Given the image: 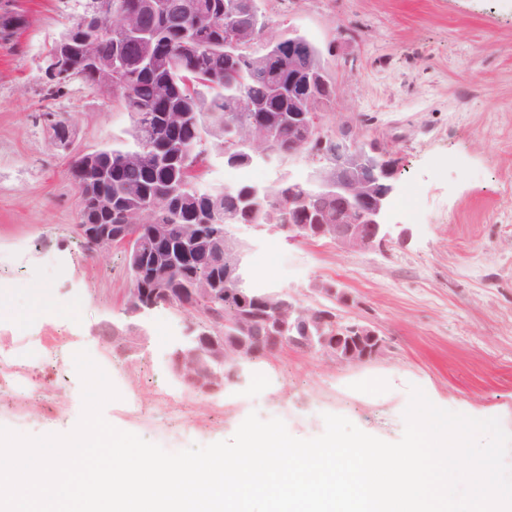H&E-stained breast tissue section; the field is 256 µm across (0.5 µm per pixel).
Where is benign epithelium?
<instances>
[{"instance_id":"1","label":"benign epithelium","mask_w":512,"mask_h":512,"mask_svg":"<svg viewBox=\"0 0 512 512\" xmlns=\"http://www.w3.org/2000/svg\"><path fill=\"white\" fill-rule=\"evenodd\" d=\"M72 2L74 20L90 28L77 47L64 35L54 42L44 58L46 80L58 86L71 83L76 79L74 55L80 53L90 65L89 85L108 97L121 96L131 104L139 142L149 147L159 125L157 114L137 103L135 83L122 56L102 53L99 44L104 39L121 47L142 44L157 37V32L132 24L123 0ZM137 13L179 26L185 46L199 49L194 30L206 11L198 0H140ZM244 16L249 17L254 27L261 22L267 29L271 26L256 0H226L224 30L231 39L230 48L236 47L247 56L264 55L273 71L288 72V85L273 86L275 96L288 98V122L299 131L298 139L288 147V156L304 154L313 161H326L310 179L316 192L288 197V222L271 224L269 228L286 232L290 240L328 241L349 253L372 250L390 237L384 218L394 192L396 165L389 154L365 141L350 139L346 132L335 130L327 123L334 88L326 76L318 48L296 33L278 41L261 37L238 47L239 21ZM50 129L54 143L69 148L72 138L69 127L53 123ZM275 138L276 121L261 114L245 127L238 146L255 156H272L274 152L266 144ZM109 156L111 151L99 150L78 157L81 179L76 183L80 198L77 230L92 253L105 252L117 242L133 252L134 262L128 265L132 287L127 289L125 299L130 318L127 334L140 335L138 321L158 307L176 308L196 316L206 313L196 303L199 288L188 276L189 262L194 252L205 247L213 266L224 270L225 279H231L242 255V245L232 234V225L214 223L215 214L207 212L193 225L192 233L178 235L173 232L174 225L160 223L167 206L166 201L159 199L141 207L143 224H101L88 220L90 216L112 212V199L93 192V186L105 176L103 161ZM314 291L337 306L350 303L348 295L332 282L319 281ZM260 308L268 319L276 322L277 335L271 337L270 345L274 351L288 347L320 350L345 362L360 350L363 362L380 350L381 339L374 329L363 323L341 321L336 309L326 304L307 306L283 290L264 296ZM197 340L215 350L223 347V337L210 334L196 337L193 328H188L184 347L192 346ZM255 356L254 350L242 344L218 354L217 359L230 366V383L237 384L243 381L244 370ZM175 375L198 392L220 390L202 376L184 374L179 367Z\"/></svg>"}]
</instances>
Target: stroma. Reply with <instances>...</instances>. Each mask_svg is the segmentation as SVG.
<instances>
[{
	"mask_svg": "<svg viewBox=\"0 0 512 512\" xmlns=\"http://www.w3.org/2000/svg\"><path fill=\"white\" fill-rule=\"evenodd\" d=\"M27 25L0 43V426L71 432L82 411L73 356L87 350L120 394L103 408L118 429L176 452L231 439L250 413L307 439L324 414L388 442L404 431L410 385L439 407L499 418L512 433V0H261L269 39L296 31L337 87L327 119L398 162L391 240L364 253L234 226L251 287L319 303L315 280L352 299L345 320L371 326L376 356L343 363L291 347L255 361L244 383L202 396L171 371L190 315L142 318L136 353L100 326L127 323V251L92 255L77 234L71 163L130 143L134 116L76 81L49 88L42 56L71 21V0H19ZM73 131L50 139L46 114ZM199 187H235L208 137ZM313 161H255L250 181L308 179Z\"/></svg>",
	"mask_w": 512,
	"mask_h": 512,
	"instance_id": "obj_1",
	"label": "stroma"
}]
</instances>
